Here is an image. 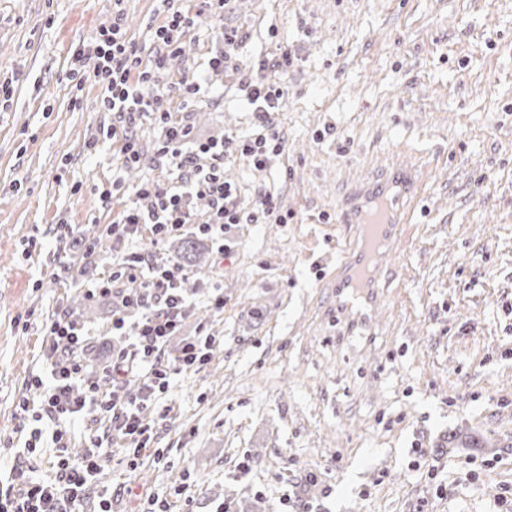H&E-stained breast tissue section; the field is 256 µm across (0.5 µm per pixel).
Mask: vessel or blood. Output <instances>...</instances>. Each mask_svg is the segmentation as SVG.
<instances>
[{"instance_id": "vessel-or-blood-1", "label": "vessel or blood", "mask_w": 512, "mask_h": 512, "mask_svg": "<svg viewBox=\"0 0 512 512\" xmlns=\"http://www.w3.org/2000/svg\"><path fill=\"white\" fill-rule=\"evenodd\" d=\"M429 162L383 161L355 182L341 204V221L352 227L336 259L345 287L371 288L392 276L389 256L425 194Z\"/></svg>"}]
</instances>
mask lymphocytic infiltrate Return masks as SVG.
Wrapping results in <instances>:
<instances>
[{
    "mask_svg": "<svg viewBox=\"0 0 512 512\" xmlns=\"http://www.w3.org/2000/svg\"><path fill=\"white\" fill-rule=\"evenodd\" d=\"M162 2L167 20L150 31L159 47L152 69L142 68L138 49L117 16L111 26L99 30L94 78L105 111L115 113L122 125L124 165L141 162L142 152L132 129L141 117L153 116L161 129L153 161L173 170L175 184L167 189L136 186V204L105 225L101 236L134 239L147 229L159 242L182 234L191 225L220 249L225 226L259 223L278 208L276 198L268 193L261 211L244 213L236 188L224 179V161L233 156L260 169L269 154L283 151L278 115L285 106L288 88L281 77L248 87L256 127L251 138L195 144L194 151H187V143L192 142L189 121L173 120L170 113L155 111L154 105L160 97L174 96L179 98L182 111H190L204 79L196 75L177 82L168 80L167 61L183 54L184 39L194 20L176 0ZM148 196L153 199L151 207L140 208L139 199ZM195 198L208 203V215L201 222L195 220L190 208ZM113 267L117 276L140 282L139 288L122 299L130 318L112 322L130 345L113 352L101 377L90 381L80 356L84 336L80 324L64 309L46 321L41 352L47 374L34 376L31 381L37 397L19 402L21 415L31 417L35 426L24 441L18 463L8 474H0V512H79L115 448L122 453L128 472H136L154 439L155 423L148 419V410L167 392L173 374L200 370L209 360L216 339L206 333L185 342L174 358L165 356L169 339L177 335L192 305L187 275L178 261L159 263L148 254L132 251L115 260ZM78 416L95 425L106 424L110 436L105 441L92 436L89 448L76 457L69 448L66 425ZM40 448L55 451L52 477L39 474L36 451Z\"/></svg>",
    "mask_w": 512,
    "mask_h": 512,
    "instance_id": "lymphocytic-infiltrate-1",
    "label": "lymphocytic infiltrate"
}]
</instances>
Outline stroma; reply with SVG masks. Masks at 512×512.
I'll list each match as a JSON object with an SVG mask.
<instances>
[{"label":"stroma","instance_id":"35a3bbf8","mask_svg":"<svg viewBox=\"0 0 512 512\" xmlns=\"http://www.w3.org/2000/svg\"><path fill=\"white\" fill-rule=\"evenodd\" d=\"M186 50L168 62L179 81L206 72L189 119L201 139L250 137L245 82L268 81L291 48L279 116L285 147L264 169L224 165L242 207L258 188L284 224H239L231 250L185 266L195 289L184 327L217 344L199 372L174 375L158 409L140 496L114 453L84 508L112 512H512V0H235L215 18L191 0ZM123 15L142 54L164 22L160 0H0V471L18 460V403L44 374L43 325L76 311L98 360L112 353V318L134 288L88 301L112 259L137 250L174 257L177 239L85 243L130 203L129 187H168L150 157L160 129L134 134L146 156L122 164L118 119L91 76L97 32ZM243 36L238 70L210 71L221 33ZM87 80L69 79L73 56ZM439 159L416 223L390 256L397 275L375 288L372 333L336 322V250L348 232L340 204L387 158ZM123 191L103 199L113 177ZM75 234L58 238L56 227ZM221 284L224 308L206 303ZM485 438L483 448L461 440Z\"/></svg>","mask_w":512,"mask_h":512}]
</instances>
